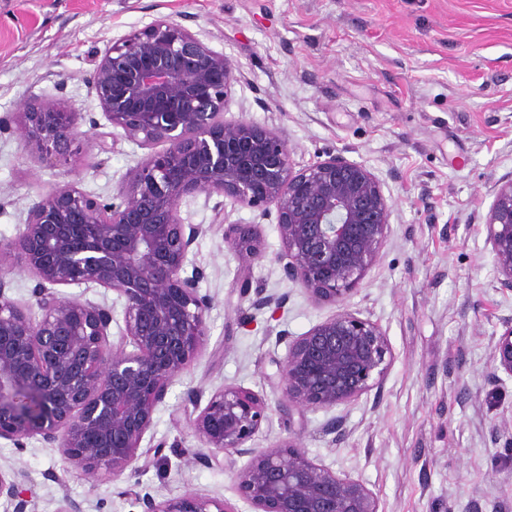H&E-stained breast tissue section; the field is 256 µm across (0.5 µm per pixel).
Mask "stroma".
<instances>
[{"label":"stroma","mask_w":512,"mask_h":512,"mask_svg":"<svg viewBox=\"0 0 512 512\" xmlns=\"http://www.w3.org/2000/svg\"><path fill=\"white\" fill-rule=\"evenodd\" d=\"M171 18L234 66L226 115L277 131L304 168L338 149L384 183L392 234L349 300L378 323L394 360L380 393L337 412L272 411L251 441L298 438L316 463L359 480L379 512H512V450L490 437L512 413V377L486 364L512 295L485 248L492 189L512 177V0H0V243L15 239L41 194L73 182L115 201L147 151L114 134L92 88L113 42ZM56 99L89 135L73 165L52 166L17 134L25 101ZM203 227L183 274L211 301L205 350L158 404L143 447L161 445L164 471L120 478L66 466L42 438L0 442V468L19 474L26 512H143L144 498L186 492L252 512L234 474L246 458L204 461L189 422L196 395L241 386L275 404L286 340L334 311L275 262V211L204 192L181 203ZM254 230L264 253L238 285L241 262L224 230ZM283 297L254 308L253 292ZM342 415L348 435L322 427Z\"/></svg>","instance_id":"stroma-1"}]
</instances>
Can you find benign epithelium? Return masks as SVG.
<instances>
[{
  "label": "benign epithelium",
  "mask_w": 512,
  "mask_h": 512,
  "mask_svg": "<svg viewBox=\"0 0 512 512\" xmlns=\"http://www.w3.org/2000/svg\"><path fill=\"white\" fill-rule=\"evenodd\" d=\"M233 68L222 54L169 18L111 45L92 87L112 127L152 148L106 204L67 183L40 196L18 237L0 244V270L15 253L43 288L36 305L5 294L0 280V440L41 437L57 443L74 468L118 477L140 459L156 407L207 344L211 301L181 275L202 233L184 223V197L206 192L242 207H274L284 276L336 311L287 343L277 363V407L333 410L381 390L393 360L382 328L348 309L391 233L393 204L365 164L331 152L294 170L279 133L225 117ZM18 133L40 159L71 165L85 134L53 98L24 104ZM485 247L497 282L512 293V179L498 183L485 219ZM224 246L245 266L263 257L256 233L236 224ZM102 288L123 301L119 338L111 308L81 301L58 286ZM493 338L489 376L512 377V316ZM271 406L251 390L226 385L191 420L212 453L247 456L234 474L254 512H379L359 480L317 464L300 443L248 446ZM323 432L344 439L343 419ZM494 441L512 447V420L494 421ZM19 474L0 469V498L19 497ZM145 512H234L225 501L191 492L146 502Z\"/></svg>",
  "instance_id": "1"
}]
</instances>
